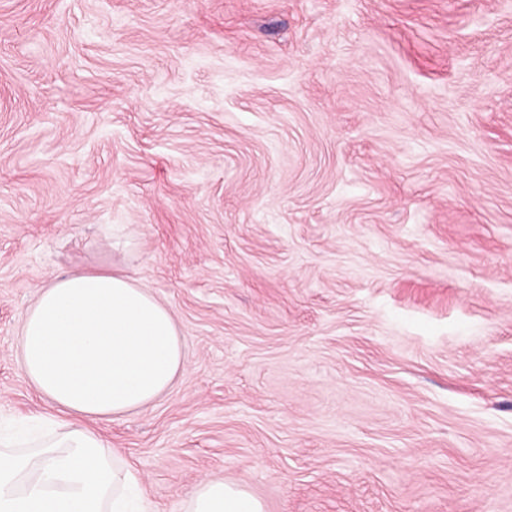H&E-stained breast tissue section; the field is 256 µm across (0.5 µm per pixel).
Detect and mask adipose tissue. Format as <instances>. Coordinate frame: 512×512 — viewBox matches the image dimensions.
<instances>
[{"label":"adipose tissue","mask_w":512,"mask_h":512,"mask_svg":"<svg viewBox=\"0 0 512 512\" xmlns=\"http://www.w3.org/2000/svg\"><path fill=\"white\" fill-rule=\"evenodd\" d=\"M23 378L52 410L50 433L0 435V512H149L136 476L96 425L150 405L184 366L175 317L121 269L51 277L18 330ZM181 512H264L238 482L200 481Z\"/></svg>","instance_id":"obj_1"}]
</instances>
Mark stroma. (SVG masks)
<instances>
[{
    "label": "stroma",
    "instance_id": "1",
    "mask_svg": "<svg viewBox=\"0 0 512 512\" xmlns=\"http://www.w3.org/2000/svg\"><path fill=\"white\" fill-rule=\"evenodd\" d=\"M112 266L184 341L100 425L152 512H512V0H0V429L37 289ZM181 512H265L262 502L239 482L224 478L200 481L184 501Z\"/></svg>",
    "mask_w": 512,
    "mask_h": 512
}]
</instances>
